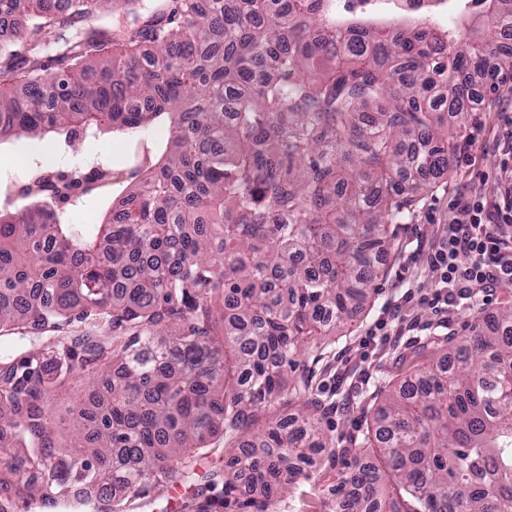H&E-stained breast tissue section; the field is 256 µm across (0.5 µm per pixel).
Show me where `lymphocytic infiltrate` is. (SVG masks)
<instances>
[{"label": "lymphocytic infiltrate", "instance_id": "1", "mask_svg": "<svg viewBox=\"0 0 512 512\" xmlns=\"http://www.w3.org/2000/svg\"><path fill=\"white\" fill-rule=\"evenodd\" d=\"M500 171L490 187L461 196L462 220L443 225L424 252L433 292L420 301L438 310L475 291L512 280V113L499 118Z\"/></svg>", "mask_w": 512, "mask_h": 512}]
</instances>
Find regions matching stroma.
<instances>
[{
	"label": "stroma",
	"instance_id": "1",
	"mask_svg": "<svg viewBox=\"0 0 512 512\" xmlns=\"http://www.w3.org/2000/svg\"><path fill=\"white\" fill-rule=\"evenodd\" d=\"M512 110V86L499 85L496 100L480 109L448 120V138L456 150L447 178L433 193L421 200L412 223L393 227L394 247L382 255L385 274L376 283V292L366 309L335 336L324 340L320 360L314 364L312 391L326 409V426L337 447H345L366 430L372 420L374 394L399 380L413 366L429 363L426 341L448 332L463 335L478 320L495 315L512 305V293L494 288L491 296L473 302L463 300L448 311L438 313L421 305L418 295L431 292L435 283L422 263L420 249L432 236L436 224L459 220L455 207L459 196L495 176L499 157L496 151V115ZM122 137L112 141L85 140L68 154H60L46 142L21 138L0 148V167L15 169L29 159H42L58 166L77 163L84 156L115 157ZM387 319L391 331L387 341L362 348L367 329L379 319ZM416 319L414 330H401V319ZM212 456L198 459L195 477L177 478L156 491L151 504L132 505L130 512H256L241 499L225 497L223 439H215ZM343 458H323L309 479L275 498L267 512H335L332 490L342 470ZM213 474L215 484L200 489V475Z\"/></svg>",
	"mask_w": 512,
	"mask_h": 512
}]
</instances>
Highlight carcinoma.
Segmentation results:
<instances>
[{"label": "carcinoma", "instance_id": "cac0c4a2", "mask_svg": "<svg viewBox=\"0 0 512 512\" xmlns=\"http://www.w3.org/2000/svg\"><path fill=\"white\" fill-rule=\"evenodd\" d=\"M26 2L37 33L82 28L52 58L40 39L0 44V145L168 138L138 141L100 224L66 223L39 164L0 190V338L43 336L0 356V512L76 489L125 512L220 433L224 494L269 503L336 455L299 357L363 311L390 227L448 175L441 109L496 91L487 53L512 34V0H477L465 44L427 19L338 16L337 0H123L116 33L98 24L116 0ZM81 353L102 363L91 424L66 429L55 399ZM438 353L376 395L336 512H512V307Z\"/></svg>", "mask_w": 512, "mask_h": 512}]
</instances>
